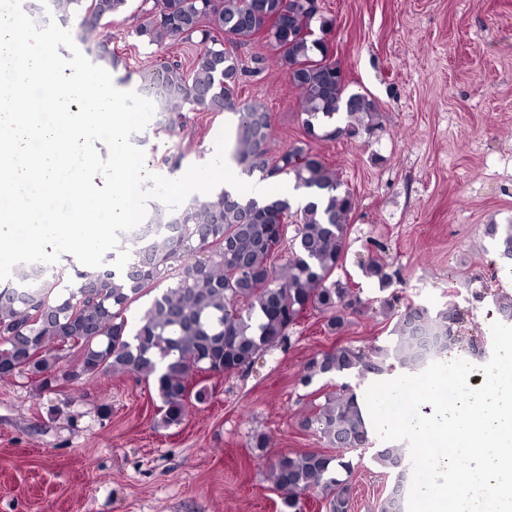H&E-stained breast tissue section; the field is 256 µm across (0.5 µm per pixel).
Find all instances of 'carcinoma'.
Returning <instances> with one entry per match:
<instances>
[{
  "label": "carcinoma",
  "instance_id": "cac0c4a2",
  "mask_svg": "<svg viewBox=\"0 0 512 512\" xmlns=\"http://www.w3.org/2000/svg\"><path fill=\"white\" fill-rule=\"evenodd\" d=\"M129 0H52L66 21L81 18V41H99L101 57L112 55V18L123 15ZM310 0H141L138 36L150 44L176 47L197 41L199 51L187 63L162 62L144 75L140 92L165 94L160 129L175 131L187 109L231 111L238 116L234 158L248 175L286 174L307 202L293 208L279 198L266 204L222 192L202 195L183 210L173 234L141 251L126 241L130 253L123 271L106 263L92 272L56 266L37 283L26 273L0 285V379L25 372L52 390L60 380L98 373H123L152 381L160 402L159 424H182L191 400L205 398L190 389L198 373L245 372L265 351L288 341L289 329L316 310L327 326L341 331L348 316L369 310L368 302L348 284L333 279L347 249L348 219L356 200L338 172L317 155L295 146L270 155L271 120L266 109L238 100L241 69L230 47L262 37L274 63L299 93L302 126L312 138L354 137L379 124L375 102L348 91V81L325 40L334 20L308 6ZM344 119V126L336 122ZM292 228L276 236L273 225ZM500 255L512 261V225L489 224ZM291 255L284 265L272 259L283 244ZM379 255L368 258L367 276L381 289L391 277ZM153 295L130 328L125 311ZM393 337L386 347L337 346L305 364L300 383L317 376L358 371L381 377L396 367H419L414 331L427 326L439 341L442 358L460 344L461 314L446 308L431 312L410 305L395 311ZM76 356L72 371L63 368L65 352ZM333 448L353 451L369 443V425L356 394L343 386L306 416ZM403 450L383 448L375 461L397 471L380 512H402L400 470ZM267 473L281 492L280 512H302V498L319 495L325 512H350L353 462L318 452H272Z\"/></svg>",
  "mask_w": 512,
  "mask_h": 512
}]
</instances>
